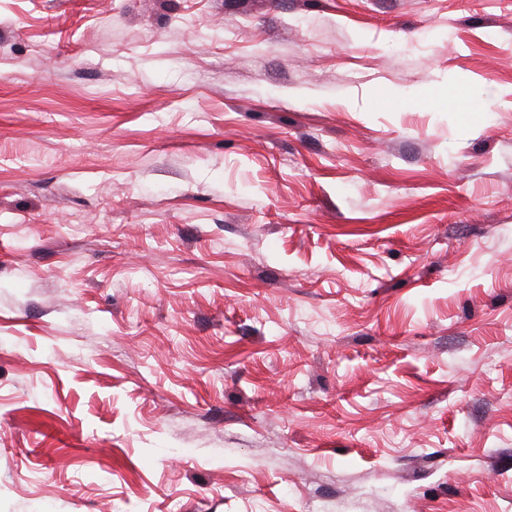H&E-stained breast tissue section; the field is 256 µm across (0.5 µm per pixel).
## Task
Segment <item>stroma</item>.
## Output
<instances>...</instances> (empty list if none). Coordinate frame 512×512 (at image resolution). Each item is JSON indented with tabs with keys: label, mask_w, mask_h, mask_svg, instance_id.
Wrapping results in <instances>:
<instances>
[{
	"label": "stroma",
	"mask_w": 512,
	"mask_h": 512,
	"mask_svg": "<svg viewBox=\"0 0 512 512\" xmlns=\"http://www.w3.org/2000/svg\"><path fill=\"white\" fill-rule=\"evenodd\" d=\"M0 512H512V0H0Z\"/></svg>",
	"instance_id": "35a3bbf8"
}]
</instances>
